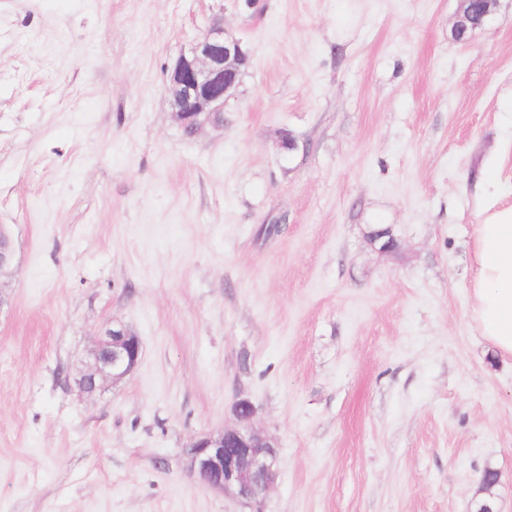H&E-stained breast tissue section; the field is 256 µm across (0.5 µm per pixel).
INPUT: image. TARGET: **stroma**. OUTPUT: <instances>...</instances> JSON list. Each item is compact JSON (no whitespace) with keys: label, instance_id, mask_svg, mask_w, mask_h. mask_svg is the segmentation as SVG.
I'll return each mask as SVG.
<instances>
[{"label":"stroma","instance_id":"1","mask_svg":"<svg viewBox=\"0 0 512 512\" xmlns=\"http://www.w3.org/2000/svg\"><path fill=\"white\" fill-rule=\"evenodd\" d=\"M459 7L0 0V512H240L183 450L241 397L261 512H472L488 469L512 512V358L470 317L512 0L464 43ZM216 23L250 65L189 132L168 72ZM110 319L141 360L80 393Z\"/></svg>","mask_w":512,"mask_h":512}]
</instances>
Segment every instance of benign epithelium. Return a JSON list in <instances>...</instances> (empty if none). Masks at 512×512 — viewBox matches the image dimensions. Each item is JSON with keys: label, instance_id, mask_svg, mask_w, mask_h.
I'll return each instance as SVG.
<instances>
[{"label": "benign epithelium", "instance_id": "benign-epithelium-1", "mask_svg": "<svg viewBox=\"0 0 512 512\" xmlns=\"http://www.w3.org/2000/svg\"><path fill=\"white\" fill-rule=\"evenodd\" d=\"M495 4L497 0H461L454 38L466 40L469 30L493 16ZM248 63L241 42L220 24L213 25L189 53L176 60L168 75L169 90L176 117L187 131L197 130L201 115L223 111ZM13 261L12 240L0 228V269L12 267ZM140 357L139 337L123 324L107 321L100 327L96 348L76 379V386L82 393L93 394L105 383L129 376ZM256 412L250 399H238L233 406L237 424L219 433L202 434L185 448L193 478L202 487L222 492L245 508L264 500L278 473L273 443L251 425Z\"/></svg>", "mask_w": 512, "mask_h": 512}]
</instances>
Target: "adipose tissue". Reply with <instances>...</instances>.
<instances>
[{"label": "adipose tissue", "instance_id": "obj_1", "mask_svg": "<svg viewBox=\"0 0 512 512\" xmlns=\"http://www.w3.org/2000/svg\"><path fill=\"white\" fill-rule=\"evenodd\" d=\"M471 317L487 343L512 358V205L489 204L476 228Z\"/></svg>", "mask_w": 512, "mask_h": 512}]
</instances>
